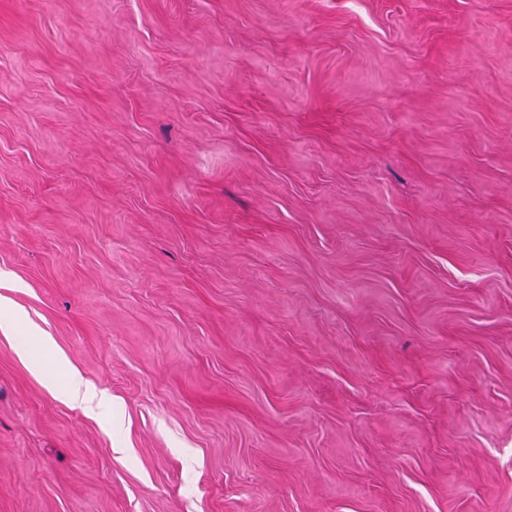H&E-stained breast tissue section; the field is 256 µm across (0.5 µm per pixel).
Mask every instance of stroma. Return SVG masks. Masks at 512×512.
<instances>
[{"label": "stroma", "instance_id": "obj_1", "mask_svg": "<svg viewBox=\"0 0 512 512\" xmlns=\"http://www.w3.org/2000/svg\"><path fill=\"white\" fill-rule=\"evenodd\" d=\"M0 512H512V0H0ZM65 393L74 407L82 410H91L103 398L81 376L76 373L68 375Z\"/></svg>", "mask_w": 512, "mask_h": 512}]
</instances>
